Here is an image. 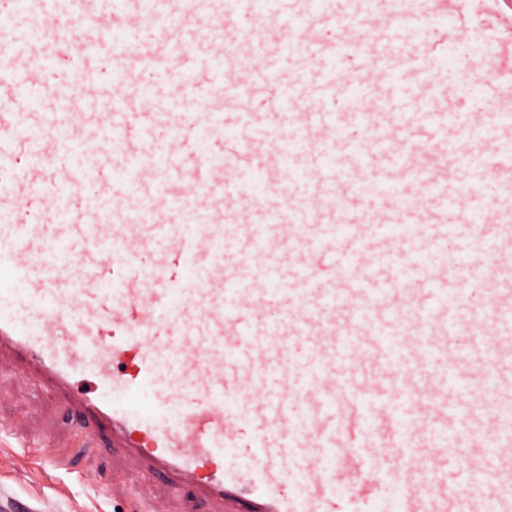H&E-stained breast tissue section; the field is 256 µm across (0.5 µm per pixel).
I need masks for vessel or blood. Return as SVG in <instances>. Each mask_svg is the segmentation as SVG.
Instances as JSON below:
<instances>
[{
  "instance_id": "vessel-or-blood-1",
  "label": "vessel or blood",
  "mask_w": 512,
  "mask_h": 512,
  "mask_svg": "<svg viewBox=\"0 0 512 512\" xmlns=\"http://www.w3.org/2000/svg\"><path fill=\"white\" fill-rule=\"evenodd\" d=\"M98 31L73 55L71 35L44 63L0 80V105L31 111L35 86L52 91L54 165L35 161L0 188V363L62 396L94 431L173 491L249 512H338L337 500L395 512H448L485 478L483 512H512L494 488L512 474V442L463 440L498 410L480 389L511 366L484 362L475 337L512 353V323L487 319L512 301L495 257L512 258V208L486 185L512 182L501 143L512 141V0H225L263 10L267 38L234 22L209 40L161 43L140 57L135 83L120 72L129 40L178 14L183 0H81ZM422 34L413 56L393 52L397 16ZM110 40L119 78L102 128L119 144L127 188L167 178L176 194L152 224H102L81 185L109 186L89 163L85 109L74 87L93 84L85 61ZM479 40L478 55L436 100L430 64ZM184 94L224 83L243 103L173 114L169 153L149 162L139 135L151 119L136 99L157 75ZM294 144L280 143L276 113ZM488 135L458 158L456 117ZM38 125L15 130L0 114V160L33 150ZM306 188L287 219L268 198L279 178ZM58 223H42L47 210ZM235 224L237 238L225 240ZM430 246L479 239L458 255L477 271L462 287L445 263H398L406 231ZM284 242L253 287L251 259Z\"/></svg>"
}]
</instances>
